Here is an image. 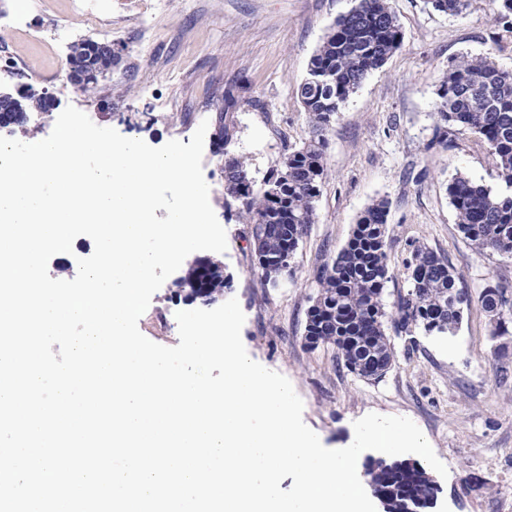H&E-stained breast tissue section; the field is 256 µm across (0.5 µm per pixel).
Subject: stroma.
<instances>
[{"mask_svg":"<svg viewBox=\"0 0 512 512\" xmlns=\"http://www.w3.org/2000/svg\"><path fill=\"white\" fill-rule=\"evenodd\" d=\"M69 2L0 0V41L21 60L19 69L0 72V90L31 87L56 102L55 111L31 113L15 139L48 136L70 105L153 147L189 142L207 123L202 170L227 236L220 259L231 286L224 296L237 298L245 315L248 355L289 379L304 423L326 448L351 445L353 423L366 414L410 418L448 469L429 512H512V259L464 238L447 192L458 176L494 189L499 181L478 136L452 134L445 149L432 143L437 88L451 61L489 52L512 70V15L498 13L492 0H471L458 16L434 10L429 0H391L403 44L338 113L316 222L299 243L292 274L271 287L252 270L249 225L225 205L212 130L225 123L230 152L264 180L286 147L307 138L297 87L328 29L356 0H88L75 27H55ZM106 17L119 60L88 96L67 78L68 46ZM229 93L236 105L225 112ZM103 100L111 112L100 111ZM379 198L390 202L387 311L395 312L409 289L404 264L419 244L457 269L472 301L451 335H392L396 362L373 382L349 372L335 349L308 347L304 328L317 292L314 271L332 264L360 213ZM180 278L176 272L166 279L138 322L160 345L179 343L176 314L188 307ZM487 286L508 299L506 335H495L477 300Z\"/></svg>","mask_w":512,"mask_h":512,"instance_id":"1","label":"stroma"}]
</instances>
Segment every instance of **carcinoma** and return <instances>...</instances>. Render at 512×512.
<instances>
[{"instance_id": "obj_1", "label": "carcinoma", "mask_w": 512, "mask_h": 512, "mask_svg": "<svg viewBox=\"0 0 512 512\" xmlns=\"http://www.w3.org/2000/svg\"><path fill=\"white\" fill-rule=\"evenodd\" d=\"M470 0H430L443 13L460 15ZM403 33L390 0H358L325 34L297 87L309 134L285 149L266 181L277 184L271 196L264 186L248 185V163L224 151V196L238 203V218L250 225L254 271L266 284L276 285L291 272V260L309 226L315 223L316 201L327 176L328 132L338 112L362 83L398 51ZM86 41L70 45L68 63L82 71ZM433 143L448 146V131L479 135L492 157L500 187L494 191L458 176L448 183V197L460 232L473 245L512 257V71L499 68L491 56L462 57L448 65L437 89ZM54 106L28 88L0 93V134H12L27 124L32 112ZM389 201L370 203L358 218L347 244L332 264L318 270V291L307 313L305 339L332 346L350 372L367 381L380 380L396 361L387 323L399 331L419 327L428 335H446L459 323L471 296L462 276L427 246L413 248L405 269L410 289L391 318L384 303L390 279L386 251ZM265 224H285V235L260 239ZM495 324V335L508 333L503 317V291L487 288L479 296ZM372 491L388 499L427 502L435 488L425 470L404 460L377 459L365 468Z\"/></svg>"}]
</instances>
